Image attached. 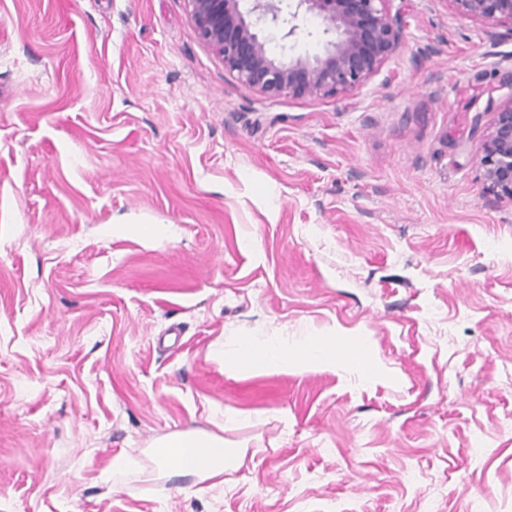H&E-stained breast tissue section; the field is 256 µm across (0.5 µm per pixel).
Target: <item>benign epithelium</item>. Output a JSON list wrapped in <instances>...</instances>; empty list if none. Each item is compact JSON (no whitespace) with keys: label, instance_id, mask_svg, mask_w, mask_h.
I'll return each mask as SVG.
<instances>
[{"label":"benign epithelium","instance_id":"1","mask_svg":"<svg viewBox=\"0 0 512 512\" xmlns=\"http://www.w3.org/2000/svg\"><path fill=\"white\" fill-rule=\"evenodd\" d=\"M201 42L235 79L269 96H326L361 87L401 44L402 30L389 0H187ZM465 20L483 24L489 35L512 30V0H451ZM321 19L330 36L324 53L288 60L272 57L268 31L285 41L295 35L299 14ZM481 146L487 194L512 203V79Z\"/></svg>","mask_w":512,"mask_h":512}]
</instances>
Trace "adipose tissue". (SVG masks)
Returning <instances> with one entry per match:
<instances>
[{"mask_svg":"<svg viewBox=\"0 0 512 512\" xmlns=\"http://www.w3.org/2000/svg\"><path fill=\"white\" fill-rule=\"evenodd\" d=\"M364 348L363 339L352 336L344 342L332 336H315L296 364L306 368L321 367L334 363L347 351L355 356L363 355ZM288 363L285 345L274 339L261 346L250 342L241 344L227 365L238 371H253L284 368ZM232 454V449L225 447L223 436L203 432H179L163 437L154 442L152 452L161 471H173L200 481L222 476Z\"/></svg>","mask_w":512,"mask_h":512,"instance_id":"1","label":"adipose tissue"}]
</instances>
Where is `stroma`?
<instances>
[{
	"instance_id": "35a3bbf8",
	"label": "stroma",
	"mask_w": 512,
	"mask_h": 512,
	"mask_svg": "<svg viewBox=\"0 0 512 512\" xmlns=\"http://www.w3.org/2000/svg\"><path fill=\"white\" fill-rule=\"evenodd\" d=\"M388 7L363 87L267 97L186 0H0V512H512V31ZM297 25L273 56L323 52ZM332 335L366 363L211 355ZM184 431L237 449L222 485L159 472ZM481 146L485 191L512 204V74Z\"/></svg>"
}]
</instances>
